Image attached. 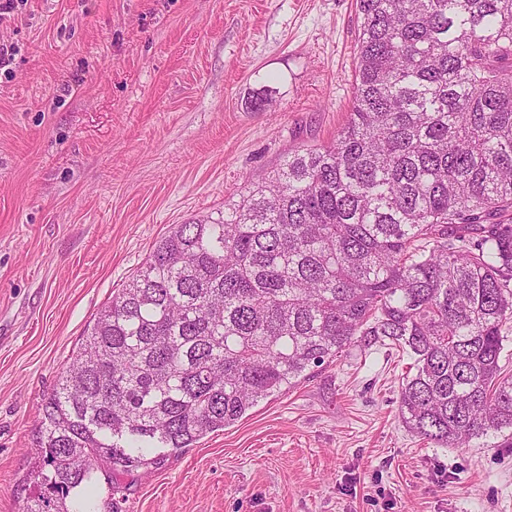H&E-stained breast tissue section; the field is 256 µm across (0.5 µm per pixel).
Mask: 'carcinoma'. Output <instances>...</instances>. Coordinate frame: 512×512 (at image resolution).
I'll return each mask as SVG.
<instances>
[{"label":"carcinoma","mask_w":512,"mask_h":512,"mask_svg":"<svg viewBox=\"0 0 512 512\" xmlns=\"http://www.w3.org/2000/svg\"><path fill=\"white\" fill-rule=\"evenodd\" d=\"M354 98L329 145L177 224L43 405L23 512L188 448L360 343L413 359L405 423L512 429V0H356Z\"/></svg>","instance_id":"carcinoma-1"}]
</instances>
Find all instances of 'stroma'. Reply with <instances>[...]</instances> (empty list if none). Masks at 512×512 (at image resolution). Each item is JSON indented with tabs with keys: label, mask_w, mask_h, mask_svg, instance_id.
Instances as JSON below:
<instances>
[{
	"label": "stroma",
	"mask_w": 512,
	"mask_h": 512,
	"mask_svg": "<svg viewBox=\"0 0 512 512\" xmlns=\"http://www.w3.org/2000/svg\"><path fill=\"white\" fill-rule=\"evenodd\" d=\"M0 512L44 397L178 224L223 210L352 107L354 0H20L0 22ZM408 355L353 347L193 446L97 473L93 512H512V436L444 448L400 414Z\"/></svg>",
	"instance_id": "35a3bbf8"
}]
</instances>
